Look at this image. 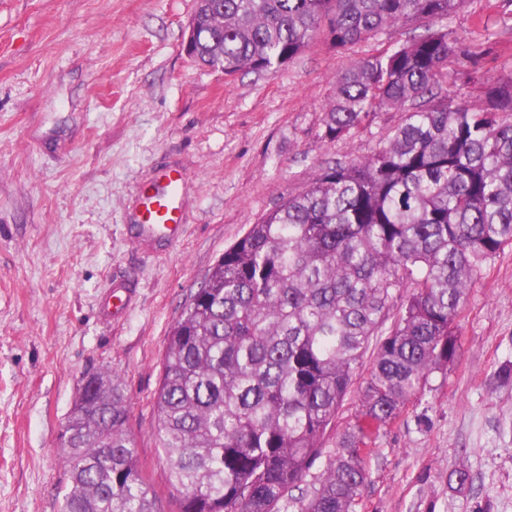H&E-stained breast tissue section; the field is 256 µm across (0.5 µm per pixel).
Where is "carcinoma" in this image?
Segmentation results:
<instances>
[{"mask_svg": "<svg viewBox=\"0 0 512 512\" xmlns=\"http://www.w3.org/2000/svg\"><path fill=\"white\" fill-rule=\"evenodd\" d=\"M466 0H196L187 55L224 76L273 73L320 36L338 49L417 22L428 28L337 74L321 137L383 111L401 122L368 152L314 169L224 250L171 327L155 393L156 437L180 512H355L357 448L396 419L460 349L456 321L481 272L512 245V74L443 21ZM465 95L448 97V65ZM478 90L474 101L467 99ZM400 308L389 314L394 298ZM363 422L306 481L364 355ZM108 402L70 413L61 512H162L127 429L118 376Z\"/></svg>", "mask_w": 512, "mask_h": 512, "instance_id": "obj_1", "label": "carcinoma"}]
</instances>
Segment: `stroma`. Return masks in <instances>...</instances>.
I'll return each instance as SVG.
<instances>
[{"label": "stroma", "instance_id": "stroma-1", "mask_svg": "<svg viewBox=\"0 0 512 512\" xmlns=\"http://www.w3.org/2000/svg\"><path fill=\"white\" fill-rule=\"evenodd\" d=\"M196 0H0V512H59L58 433L84 378L114 373L162 512H180L154 428L171 325L249 225L316 165L364 154L401 120L322 139L336 75L421 35L390 28L346 51L314 41L271 74L223 73L184 53ZM449 24L512 73V0H467ZM183 174L186 228L140 245L135 213L159 170ZM136 292L115 316L114 284ZM460 350L380 429L356 512H512V247L457 319ZM468 468L471 487L448 475Z\"/></svg>", "mask_w": 512, "mask_h": 512}]
</instances>
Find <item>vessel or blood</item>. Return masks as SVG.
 <instances>
[{
    "mask_svg": "<svg viewBox=\"0 0 512 512\" xmlns=\"http://www.w3.org/2000/svg\"><path fill=\"white\" fill-rule=\"evenodd\" d=\"M182 175L175 169L159 172L151 193L140 200L138 222L146 238L175 243L182 235Z\"/></svg>",
    "mask_w": 512,
    "mask_h": 512,
    "instance_id": "vessel-or-blood-1",
    "label": "vessel or blood"
}]
</instances>
